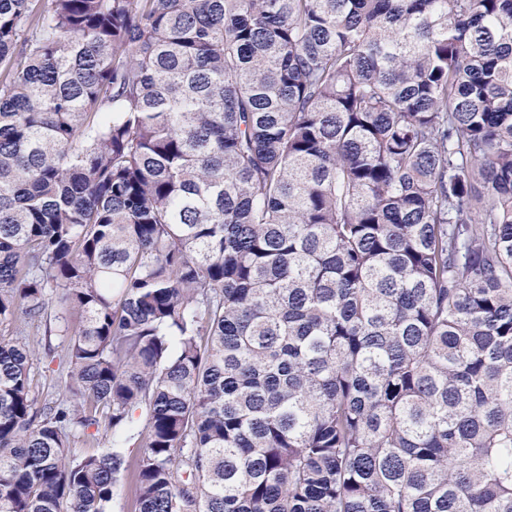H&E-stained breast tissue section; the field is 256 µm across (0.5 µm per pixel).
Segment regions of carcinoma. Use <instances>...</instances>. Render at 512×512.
<instances>
[{"mask_svg":"<svg viewBox=\"0 0 512 512\" xmlns=\"http://www.w3.org/2000/svg\"><path fill=\"white\" fill-rule=\"evenodd\" d=\"M139 409L138 512H512V0H0V512ZM27 321L24 316H19L12 328L19 332L18 336L14 337L28 345L34 352L31 374L36 387L33 395L40 405L45 402H68V394L61 383L58 370L59 358L64 356L66 344L58 336H51L49 342L47 336H44L43 325ZM53 356L54 361L51 362Z\"/></svg>","mask_w":512,"mask_h":512,"instance_id":"obj_1","label":"carcinoma"}]
</instances>
